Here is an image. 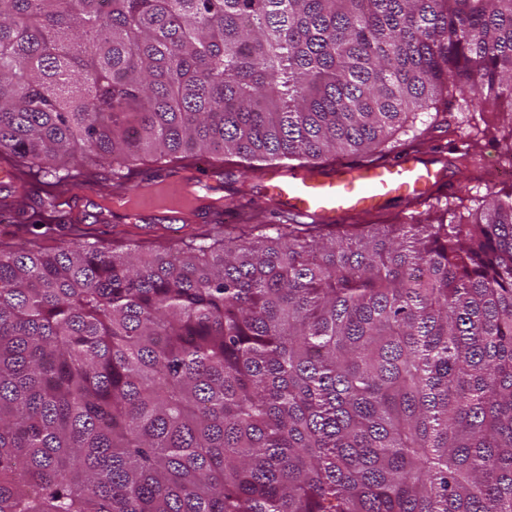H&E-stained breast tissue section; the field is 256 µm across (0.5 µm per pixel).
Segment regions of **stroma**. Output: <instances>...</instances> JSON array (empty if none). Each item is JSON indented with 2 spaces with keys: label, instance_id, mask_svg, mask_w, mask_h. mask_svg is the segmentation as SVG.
I'll return each instance as SVG.
<instances>
[{
  "label": "stroma",
  "instance_id": "obj_1",
  "mask_svg": "<svg viewBox=\"0 0 512 512\" xmlns=\"http://www.w3.org/2000/svg\"><path fill=\"white\" fill-rule=\"evenodd\" d=\"M420 132L426 139L420 154L442 169L450 185L448 194L393 202L373 215V223L410 224L441 214L467 223L480 213L483 200L512 189V179L493 176L495 169L512 166V158L504 152L512 136V111L507 106L470 112L452 100L444 112L431 109L410 115L405 127L391 138L393 156L402 155L408 141ZM67 171L75 176L77 187L28 171L21 189L0 188V248L27 240L36 249L52 250L78 233L93 242L153 255L162 247L180 245L211 230L206 209L186 212L163 200L132 213L116 205V198L129 196L138 185L162 194L173 184L196 178L215 182L222 195L229 196L243 179L241 168L231 161L189 158L162 167L147 155L135 161L129 184L119 189L112 186L111 169L101 168L92 159L68 164Z\"/></svg>",
  "mask_w": 512,
  "mask_h": 512
}]
</instances>
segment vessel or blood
<instances>
[{
	"label": "vessel or blood",
	"mask_w": 512,
	"mask_h": 512,
	"mask_svg": "<svg viewBox=\"0 0 512 512\" xmlns=\"http://www.w3.org/2000/svg\"><path fill=\"white\" fill-rule=\"evenodd\" d=\"M444 175L419 155L405 154L381 165L347 163L314 170L273 168L264 192L283 215L316 224H342L352 216L382 210L398 197L425 196Z\"/></svg>",
	"instance_id": "b4317fda"
}]
</instances>
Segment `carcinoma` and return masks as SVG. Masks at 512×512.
<instances>
[{"label":"carcinoma","instance_id":"obj_1","mask_svg":"<svg viewBox=\"0 0 512 512\" xmlns=\"http://www.w3.org/2000/svg\"><path fill=\"white\" fill-rule=\"evenodd\" d=\"M512 109V0H0V154L376 152ZM0 512H512V191L471 224L0 250Z\"/></svg>","mask_w":512,"mask_h":512}]
</instances>
